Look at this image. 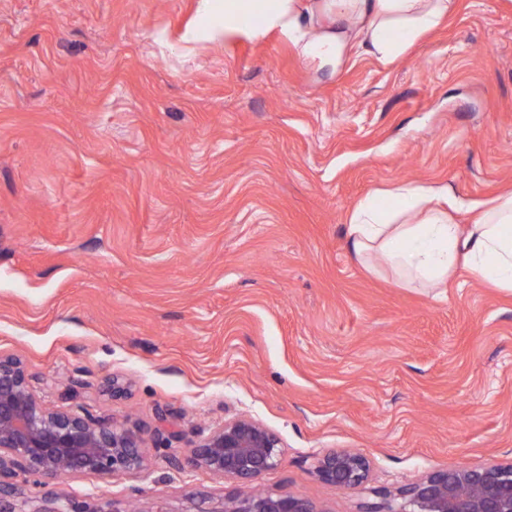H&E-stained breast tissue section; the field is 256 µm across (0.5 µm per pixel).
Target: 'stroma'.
Wrapping results in <instances>:
<instances>
[{
	"label": "stroma",
	"mask_w": 512,
	"mask_h": 512,
	"mask_svg": "<svg viewBox=\"0 0 512 512\" xmlns=\"http://www.w3.org/2000/svg\"><path fill=\"white\" fill-rule=\"evenodd\" d=\"M222 19L0 0V355L47 406L131 416L146 457L42 491L215 506L238 482L169 459L239 416L281 440L263 489L324 512L512 463V293L463 271L407 288L345 242L353 207L400 182L512 191V0H457L400 57L336 66L276 31L210 36ZM328 448L364 454L369 482L319 480Z\"/></svg>",
	"instance_id": "35a3bbf8"
}]
</instances>
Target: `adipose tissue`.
<instances>
[{
	"mask_svg": "<svg viewBox=\"0 0 512 512\" xmlns=\"http://www.w3.org/2000/svg\"><path fill=\"white\" fill-rule=\"evenodd\" d=\"M456 0H224L216 35L256 38L278 31L301 57L340 62L345 48L393 59L434 29ZM333 26L322 35L304 31L313 10ZM461 206L447 187L403 183L359 202L348 224L349 248L359 262L381 260L397 282L438 288L457 270L512 291V193L480 202L474 224L451 221Z\"/></svg>",
	"mask_w": 512,
	"mask_h": 512,
	"instance_id": "ef3b65f1",
	"label": "adipose tissue"
}]
</instances>
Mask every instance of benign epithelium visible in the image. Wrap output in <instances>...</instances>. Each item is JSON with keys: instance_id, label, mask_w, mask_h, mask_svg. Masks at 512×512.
<instances>
[{"instance_id": "7a95c632", "label": "benign epithelium", "mask_w": 512, "mask_h": 512, "mask_svg": "<svg viewBox=\"0 0 512 512\" xmlns=\"http://www.w3.org/2000/svg\"><path fill=\"white\" fill-rule=\"evenodd\" d=\"M281 459L277 435L261 422L240 416L209 432L184 458L170 462L242 482L237 496L206 512H321L297 494L253 491ZM143 468L135 427L46 408L34 395L21 361L0 357V512H131L113 503H76L53 492L31 497L16 478L81 474L112 479ZM315 473L326 483L351 490L367 481L369 463L359 452L333 448L318 458ZM362 512H512V464L432 472L384 493L383 503Z\"/></svg>"}]
</instances>
